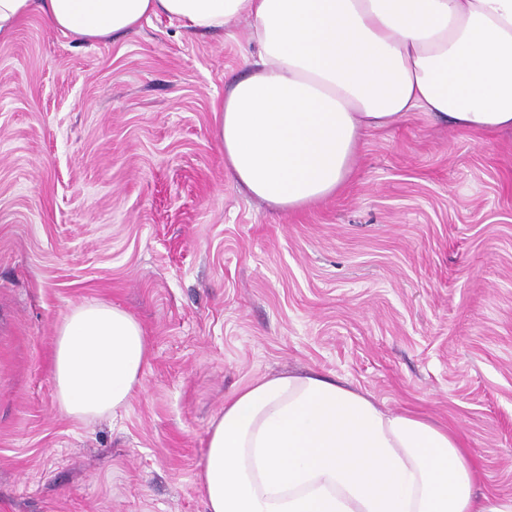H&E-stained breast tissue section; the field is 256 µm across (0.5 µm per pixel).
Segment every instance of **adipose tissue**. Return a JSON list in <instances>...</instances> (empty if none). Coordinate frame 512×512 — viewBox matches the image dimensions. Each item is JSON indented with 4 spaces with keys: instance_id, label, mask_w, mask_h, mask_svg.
Returning a JSON list of instances; mask_svg holds the SVG:
<instances>
[{
    "instance_id": "adipose-tissue-1",
    "label": "adipose tissue",
    "mask_w": 512,
    "mask_h": 512,
    "mask_svg": "<svg viewBox=\"0 0 512 512\" xmlns=\"http://www.w3.org/2000/svg\"><path fill=\"white\" fill-rule=\"evenodd\" d=\"M34 14L88 42L161 15L192 30L248 19L256 57L215 104V135L234 179L280 208L339 192L364 134L410 113L512 130V0H0V38ZM146 359L130 314L74 306L55 331L60 410L124 407ZM478 474L458 429L288 373L225 400L198 479L206 512H512Z\"/></svg>"
}]
</instances>
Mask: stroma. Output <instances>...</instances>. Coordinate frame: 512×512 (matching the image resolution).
Instances as JSON below:
<instances>
[{"instance_id": "35a3bbf8", "label": "stroma", "mask_w": 512, "mask_h": 512, "mask_svg": "<svg viewBox=\"0 0 512 512\" xmlns=\"http://www.w3.org/2000/svg\"><path fill=\"white\" fill-rule=\"evenodd\" d=\"M248 33L160 17L86 42L35 14L0 40V512H205L225 398L285 372L459 426L512 493V132L414 112L336 195L268 207L214 132ZM83 302L147 338L129 403L89 422L53 381Z\"/></svg>"}]
</instances>
